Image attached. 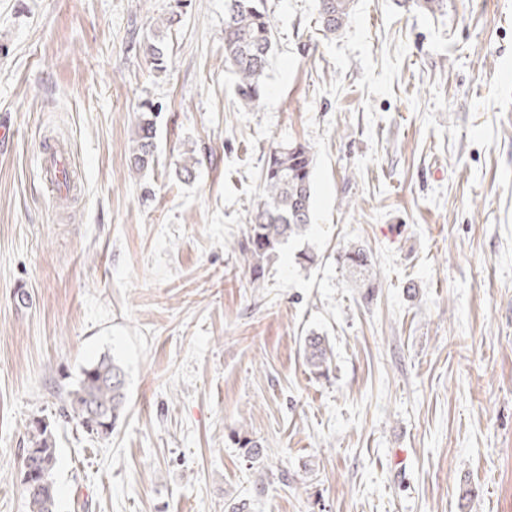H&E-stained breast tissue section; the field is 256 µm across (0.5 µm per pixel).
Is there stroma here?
Segmentation results:
<instances>
[{
	"mask_svg": "<svg viewBox=\"0 0 512 512\" xmlns=\"http://www.w3.org/2000/svg\"><path fill=\"white\" fill-rule=\"evenodd\" d=\"M174 4L0 0V512H29L17 466L38 418L58 512H512V0H353L328 36L318 0H267L249 107L225 0L162 27ZM146 100L155 161L132 172ZM58 140L74 202L38 169ZM294 143L314 158L311 226L256 288L262 169ZM350 244L373 290L337 264ZM312 332L333 351L322 377ZM103 355L128 391L106 435L62 413ZM338 263L348 272L359 288H375L376 273L372 256L361 246L345 248L337 257ZM304 355L315 374L323 375L331 363L332 353L326 338L314 332L304 339Z\"/></svg>",
	"mask_w": 512,
	"mask_h": 512,
	"instance_id": "obj_1",
	"label": "stroma"
}]
</instances>
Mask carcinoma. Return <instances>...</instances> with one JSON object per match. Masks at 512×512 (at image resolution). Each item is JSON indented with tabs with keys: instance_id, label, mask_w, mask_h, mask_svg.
<instances>
[{
	"instance_id": "1",
	"label": "carcinoma",
	"mask_w": 512,
	"mask_h": 512,
	"mask_svg": "<svg viewBox=\"0 0 512 512\" xmlns=\"http://www.w3.org/2000/svg\"><path fill=\"white\" fill-rule=\"evenodd\" d=\"M351 4L352 0H319V17L325 32L334 35L343 28ZM273 46V26L265 0H227L224 63L236 75V92L245 105L260 102L265 94V75ZM145 55L153 70H166L167 50L163 42L146 44ZM158 116L152 104L141 113L129 156L133 170L141 171L153 161ZM312 168L313 156L304 144L270 149L262 170L264 199L248 227L249 252L255 260L250 267L251 283H260L265 265L276 260L290 241L303 237L309 229ZM337 261L357 287H375L374 263L365 248H345ZM304 355L308 367L319 375L331 363L326 338L314 332L304 339ZM126 402L125 371L118 361L105 354L83 368L80 379L66 394L64 411L66 417L78 421L85 429L107 434L123 416ZM56 462L50 424L42 419L33 420L18 470L30 512H57L53 482Z\"/></svg>"
}]
</instances>
